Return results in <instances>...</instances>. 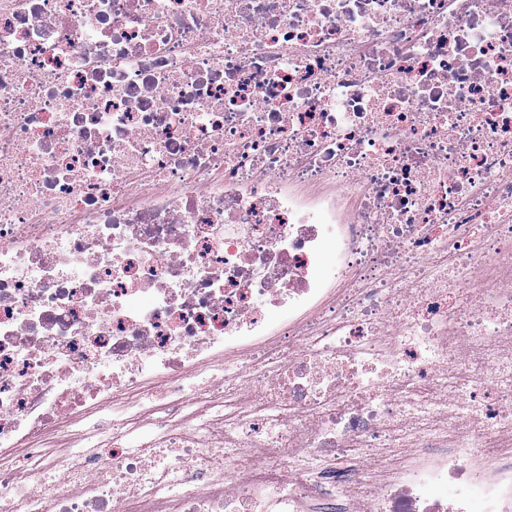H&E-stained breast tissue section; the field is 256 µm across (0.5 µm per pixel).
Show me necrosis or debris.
<instances>
[{"label": "necrosis or debris", "mask_w": 512, "mask_h": 512, "mask_svg": "<svg viewBox=\"0 0 512 512\" xmlns=\"http://www.w3.org/2000/svg\"><path fill=\"white\" fill-rule=\"evenodd\" d=\"M508 430L512 0H0V512H512Z\"/></svg>", "instance_id": "necrosis-or-debris-1"}]
</instances>
